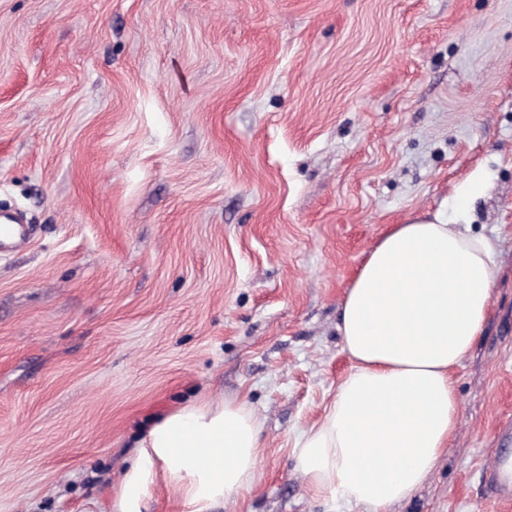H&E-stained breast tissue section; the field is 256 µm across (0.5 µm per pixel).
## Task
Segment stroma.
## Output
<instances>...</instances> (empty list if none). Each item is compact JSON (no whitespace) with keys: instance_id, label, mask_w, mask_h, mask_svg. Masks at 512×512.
<instances>
[{"instance_id":"35a3bbf8","label":"stroma","mask_w":512,"mask_h":512,"mask_svg":"<svg viewBox=\"0 0 512 512\" xmlns=\"http://www.w3.org/2000/svg\"><path fill=\"white\" fill-rule=\"evenodd\" d=\"M499 272L458 430L391 512H512V0H0V512H111L146 428L244 401L264 448L221 512L312 496L291 440L351 370L339 305L393 224L478 163ZM486 489L498 500H512V457L493 455V463L484 475Z\"/></svg>"}]
</instances>
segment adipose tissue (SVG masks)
<instances>
[{"instance_id": "ef3b65f1", "label": "adipose tissue", "mask_w": 512, "mask_h": 512, "mask_svg": "<svg viewBox=\"0 0 512 512\" xmlns=\"http://www.w3.org/2000/svg\"><path fill=\"white\" fill-rule=\"evenodd\" d=\"M490 185L476 166L434 211L390 225L358 267L338 323L351 370L292 442L314 496L389 512L453 438L455 370L483 334L498 274L493 242L471 230ZM260 430L244 402L187 404L155 420L122 474L114 512H147L160 483L183 512H220L252 484Z\"/></svg>"}]
</instances>
